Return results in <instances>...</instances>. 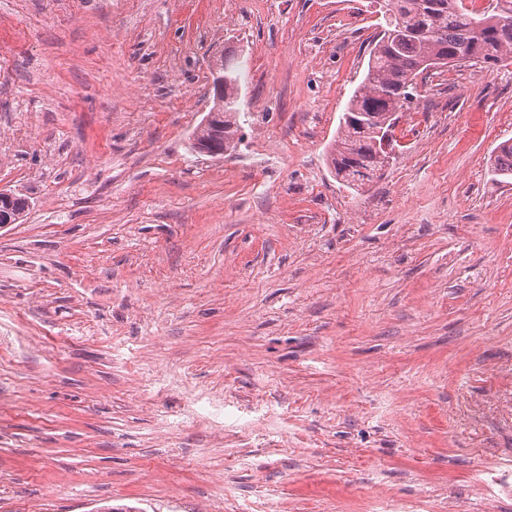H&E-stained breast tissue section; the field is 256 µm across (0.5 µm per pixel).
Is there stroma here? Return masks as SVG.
<instances>
[{"label":"stroma","instance_id":"obj_1","mask_svg":"<svg viewBox=\"0 0 512 512\" xmlns=\"http://www.w3.org/2000/svg\"><path fill=\"white\" fill-rule=\"evenodd\" d=\"M384 0H0V512H512V61L326 152ZM241 66L237 148L192 151ZM491 172L502 179L512 178V143L505 141L497 148V154L491 161Z\"/></svg>","mask_w":512,"mask_h":512}]
</instances>
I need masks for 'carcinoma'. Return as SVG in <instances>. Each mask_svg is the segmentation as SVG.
Masks as SVG:
<instances>
[{
  "label": "carcinoma",
  "instance_id": "obj_1",
  "mask_svg": "<svg viewBox=\"0 0 512 512\" xmlns=\"http://www.w3.org/2000/svg\"><path fill=\"white\" fill-rule=\"evenodd\" d=\"M387 27L374 43L363 79L354 89L327 151L336 180L354 188L371 180L388 164L380 142L394 126L395 114L412 99L414 78L431 66L483 63L486 67L512 58V20L494 12L463 7L462 0H385ZM226 79L220 138L222 148L234 147L239 127L241 85L229 61L221 66ZM491 172L512 178V143L505 141L491 161ZM17 193L0 205L18 223L29 209Z\"/></svg>",
  "mask_w": 512,
  "mask_h": 512
}]
</instances>
